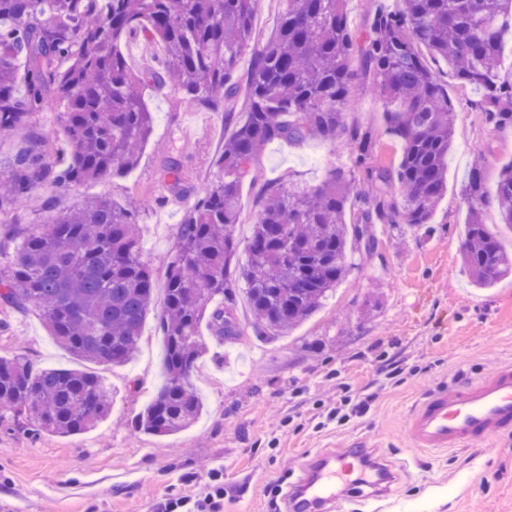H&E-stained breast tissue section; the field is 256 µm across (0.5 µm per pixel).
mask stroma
I'll return each instance as SVG.
<instances>
[{"mask_svg": "<svg viewBox=\"0 0 512 512\" xmlns=\"http://www.w3.org/2000/svg\"><path fill=\"white\" fill-rule=\"evenodd\" d=\"M284 8L283 0H261L239 83H246L254 57L275 36ZM351 68L356 76L342 106L346 121L381 128L382 109L359 59H352ZM439 70L455 106V134L448 191L431 230L377 225L376 253H351L345 280L289 335L262 341L248 333L225 343L200 325L206 351L192 383L203 412L185 431L157 437L133 427L163 382L156 313L147 316L133 359L112 366L76 358L35 312L0 309L10 326L9 333H0V357L22 355L37 367L84 370L101 377L113 394L108 417L87 433L34 437L0 429V512H165L168 498L202 497L210 468L223 474L221 512H285L288 484L307 455L358 442L391 468L396 481L386 502L351 496L342 512H512V435L482 448L426 451L411 447L405 434L424 392L512 361V276L478 287L461 251L470 220V168L485 158V181L494 184L512 163V127H495L478 90L461 83L447 64ZM145 100L154 130L135 169L70 191L39 186L21 206L0 212L1 269L11 263L18 225L48 221L47 194H55L61 211L89 193L109 195L122 206L148 195L154 203L138 215L141 249L154 268L155 292L163 294V259L193 203L167 189L163 167L168 158L178 159L190 184L206 183L216 174L231 128L223 112L198 108L165 88H146ZM38 135L43 154L64 148L56 107L35 113L1 140L0 159L31 148ZM351 166L352 153L342 145L332 149L316 139L270 143L240 188L236 236L249 235L266 184L314 185L327 168ZM362 400L364 412H349L350 404Z\"/></svg>", "mask_w": 512, "mask_h": 512, "instance_id": "1", "label": "stroma"}]
</instances>
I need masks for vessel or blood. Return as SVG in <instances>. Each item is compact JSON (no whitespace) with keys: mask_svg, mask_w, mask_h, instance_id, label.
Instances as JSON below:
<instances>
[{"mask_svg":"<svg viewBox=\"0 0 512 512\" xmlns=\"http://www.w3.org/2000/svg\"><path fill=\"white\" fill-rule=\"evenodd\" d=\"M512 433V362L490 376L462 378L453 385L423 395L412 410L406 434L413 447L453 450L482 445L496 434ZM393 474L364 451L351 455L325 452L301 465L288 489L291 512H334L336 482L352 480L368 498L386 497Z\"/></svg>","mask_w":512,"mask_h":512,"instance_id":"1","label":"vessel or blood"}]
</instances>
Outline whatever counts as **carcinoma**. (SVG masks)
<instances>
[{"label":"carcinoma","mask_w":512,"mask_h":512,"mask_svg":"<svg viewBox=\"0 0 512 512\" xmlns=\"http://www.w3.org/2000/svg\"><path fill=\"white\" fill-rule=\"evenodd\" d=\"M259 2L0 0V138L53 101L69 149L60 166L33 149L0 161V211L20 206L40 183L76 188L134 168L153 130L142 96L149 86L169 87L200 106H224L236 93L234 75L253 37ZM287 2L277 36L253 59L245 119L224 113L234 131L214 179L186 185L174 158L163 169L171 189L195 200L166 261L158 318L164 383L136 421V429L153 436L180 433L202 413L190 379L205 352L203 318L213 335L239 339L244 332L235 303L242 291L254 335L286 336L345 278L348 239L370 256L378 244L373 224L431 223L447 185L454 105L427 57L446 61L462 83L481 92L490 122L512 125V70L500 66L512 0H402L401 11L375 15L361 47L347 0ZM137 36L163 46L159 63L130 66L119 45ZM356 53L372 78L385 132L401 145L394 170L374 164L373 131L348 125L340 111ZM310 139L349 145L370 191L355 189L354 171L341 167L314 186L268 185L249 237L237 239L239 188L259 152L274 141ZM467 195L464 263L474 283L487 287L512 272V257L481 219L492 195L502 222L512 226V163L491 192L482 171L474 170ZM349 208L353 224L345 222ZM20 232L11 265L0 272V306L38 312L53 339L82 360L129 362L154 302L136 206L117 207L97 195ZM111 401L110 388L92 373L0 357L1 427L22 423L35 436L82 434L106 419Z\"/></svg>","instance_id":"1"}]
</instances>
